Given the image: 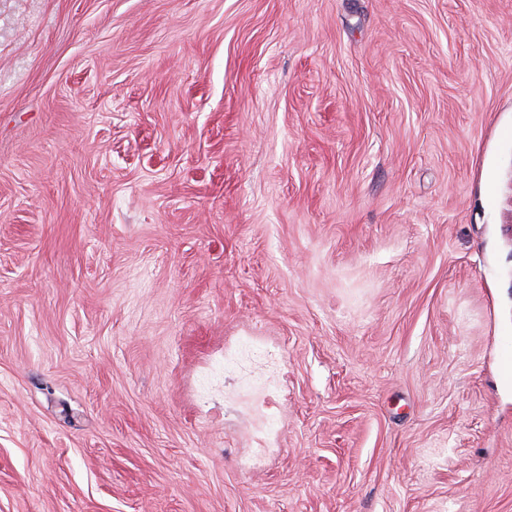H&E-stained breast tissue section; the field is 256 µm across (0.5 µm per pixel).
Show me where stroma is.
<instances>
[{"label": "stroma", "mask_w": 512, "mask_h": 512, "mask_svg": "<svg viewBox=\"0 0 512 512\" xmlns=\"http://www.w3.org/2000/svg\"><path fill=\"white\" fill-rule=\"evenodd\" d=\"M512 0H0V512H512Z\"/></svg>", "instance_id": "35a3bbf8"}]
</instances>
